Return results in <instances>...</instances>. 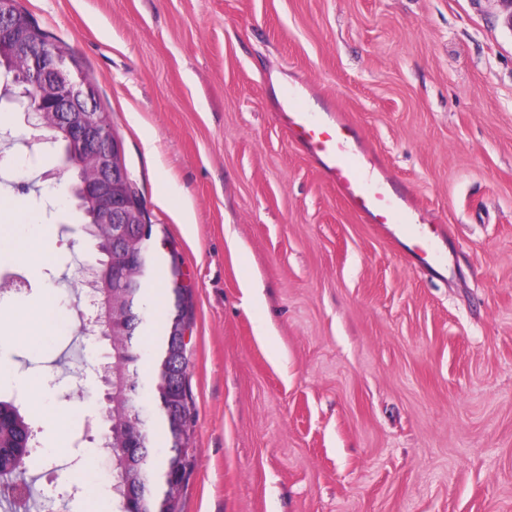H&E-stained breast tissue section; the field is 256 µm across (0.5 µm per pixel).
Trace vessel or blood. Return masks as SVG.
<instances>
[{
    "label": "vessel or blood",
    "instance_id": "1",
    "mask_svg": "<svg viewBox=\"0 0 512 512\" xmlns=\"http://www.w3.org/2000/svg\"><path fill=\"white\" fill-rule=\"evenodd\" d=\"M279 112L291 140L322 162L338 197L350 210L368 223L396 226L414 241L419 255L433 256L431 243L420 236L412 220V200L378 176L380 163L372 149L356 146L354 122L341 114L320 116L295 89L282 96Z\"/></svg>",
    "mask_w": 512,
    "mask_h": 512
}]
</instances>
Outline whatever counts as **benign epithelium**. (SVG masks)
I'll return each instance as SVG.
<instances>
[{
  "label": "benign epithelium",
  "instance_id": "obj_1",
  "mask_svg": "<svg viewBox=\"0 0 512 512\" xmlns=\"http://www.w3.org/2000/svg\"><path fill=\"white\" fill-rule=\"evenodd\" d=\"M19 59L24 67L13 74L11 86L16 91L9 100L22 111L25 123L39 132L37 142L64 150L62 171L75 170V182L66 189L71 203L81 197L92 199L98 208L96 222L112 225V252L105 262L94 256L91 278L125 288L128 264L143 259L142 254L131 253L133 225H142L145 239L149 227L139 215L142 201L123 162L118 137L95 115L97 88L72 76L70 54L19 35L13 0H0V67L7 69ZM85 326L91 345L105 338L118 347L107 320L96 316Z\"/></svg>",
  "mask_w": 512,
  "mask_h": 512
}]
</instances>
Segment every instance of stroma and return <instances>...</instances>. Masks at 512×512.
<instances>
[{"instance_id":"obj_1","label":"stroma","mask_w":512,"mask_h":512,"mask_svg":"<svg viewBox=\"0 0 512 512\" xmlns=\"http://www.w3.org/2000/svg\"><path fill=\"white\" fill-rule=\"evenodd\" d=\"M97 87L191 289L184 512H512V28L500 0H20ZM310 84L417 200L365 223L276 105ZM0 103V397L54 512H111L93 243ZM24 267L16 292L6 269ZM48 335L23 330L44 297ZM81 497L68 499L72 486Z\"/></svg>"}]
</instances>
